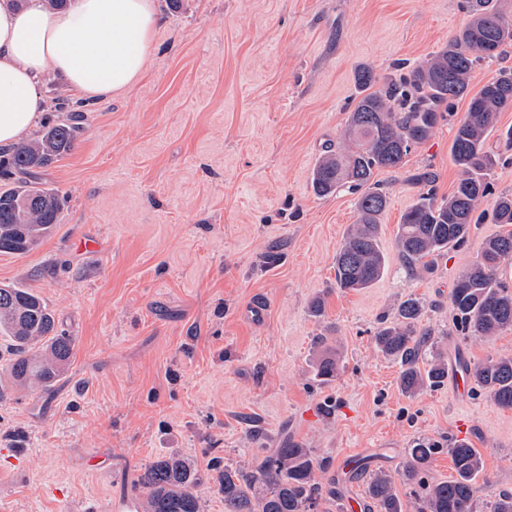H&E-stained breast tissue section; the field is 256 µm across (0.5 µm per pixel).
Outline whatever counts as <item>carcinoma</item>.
I'll use <instances>...</instances> for the list:
<instances>
[{
	"instance_id": "obj_1",
	"label": "carcinoma",
	"mask_w": 512,
	"mask_h": 512,
	"mask_svg": "<svg viewBox=\"0 0 512 512\" xmlns=\"http://www.w3.org/2000/svg\"><path fill=\"white\" fill-rule=\"evenodd\" d=\"M466 7L469 23L445 48L417 63L393 64L398 78L382 83L373 70H358L356 105L343 141L326 148L312 170L316 195L329 196L342 188L358 194V221L336 252V282L345 291L370 287L387 269L378 226L388 197L375 173L400 168L412 147L425 142L443 120L440 107L450 99L469 98L450 147L459 178L450 194L440 198L429 188L404 212L396 235L402 265L411 272L428 269L449 247L461 245L483 218L477 208L497 163L485 141L498 114L512 107V69L500 70L474 95L470 85L475 68L512 42V17L501 0H466ZM83 120L78 112L69 124H48L40 136L0 156V176L6 178L0 185V252L25 255L59 223L66 199L38 174L71 151ZM493 219L504 230L488 240L450 293L461 332L483 339L512 327V286L499 276L501 263L512 259V195L497 198ZM422 311L418 299L402 301L395 320L374 336L380 352L400 365V386L408 395L439 389L448 381V359L430 343L429 330L419 326ZM0 336L11 342L6 367L19 385L50 389L74 354L73 337L58 330L55 314L31 288L0 286ZM315 346V377L328 383L337 376L340 357L325 336ZM464 370L496 405L512 408V356L467 363ZM444 451L452 458L455 475L433 481L429 466ZM329 468L330 462L311 449L286 441L242 468L215 456L202 472L184 457L160 456L140 471L133 485L143 492L141 512H201L197 488L206 480L224 498V512H324L323 503L336 497V480L326 486L318 474ZM482 469L480 453L467 442L422 440L406 450L398 476L417 501L418 512H477L474 480ZM365 508L403 512L391 475L371 474Z\"/></svg>"
}]
</instances>
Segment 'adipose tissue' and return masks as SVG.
Wrapping results in <instances>:
<instances>
[{
  "label": "adipose tissue",
  "instance_id": "adipose-tissue-1",
  "mask_svg": "<svg viewBox=\"0 0 512 512\" xmlns=\"http://www.w3.org/2000/svg\"><path fill=\"white\" fill-rule=\"evenodd\" d=\"M159 22L153 0H75L64 10L0 0V148L38 125L46 79L90 102L130 89Z\"/></svg>",
  "mask_w": 512,
  "mask_h": 512
}]
</instances>
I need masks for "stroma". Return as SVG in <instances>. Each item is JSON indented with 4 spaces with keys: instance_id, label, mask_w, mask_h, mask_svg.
<instances>
[{
    "instance_id": "35a3bbf8",
    "label": "stroma",
    "mask_w": 512,
    "mask_h": 512,
    "mask_svg": "<svg viewBox=\"0 0 512 512\" xmlns=\"http://www.w3.org/2000/svg\"><path fill=\"white\" fill-rule=\"evenodd\" d=\"M154 37L130 91L86 107L73 149L42 171L66 203L36 249L0 252V285L34 289L75 340L48 391L15 384L0 360V512H95L121 495L114 471L135 476L160 455L206 469L211 458L248 464L288 436L330 459L340 497L364 501L360 460L396 474L415 442L465 439L483 471L482 512L512 492V408L474 381L409 397L400 369L375 346L381 319L407 298L445 356H512V328L462 335L449 293L499 234L496 198L512 194V150L501 112L487 140L484 218L430 270L408 274L396 234L432 172L439 195L457 181L450 146L467 99L401 168L376 173L389 203L379 241L384 276L336 286L335 257L358 218L356 196L315 195L312 169L339 143L354 107V75H392L445 47L468 20L465 0H183ZM280 256L267 265L270 252ZM324 297L322 316L311 302ZM262 304L264 317L251 315ZM335 340L340 372L315 381L316 337Z\"/></svg>"
}]
</instances>
